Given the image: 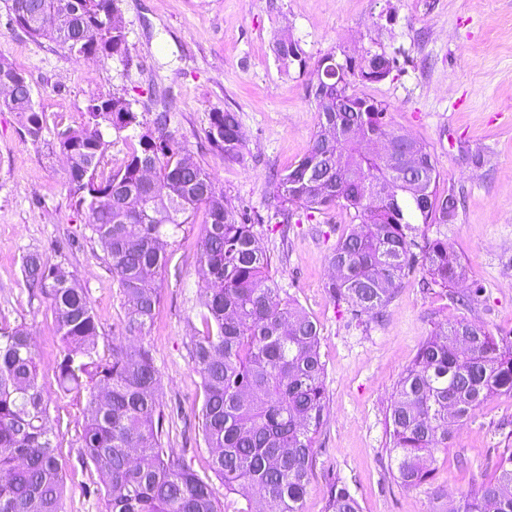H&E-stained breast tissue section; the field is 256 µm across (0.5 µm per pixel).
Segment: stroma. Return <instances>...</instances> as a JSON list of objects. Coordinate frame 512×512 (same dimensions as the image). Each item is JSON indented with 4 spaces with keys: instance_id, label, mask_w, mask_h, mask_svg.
Wrapping results in <instances>:
<instances>
[{
    "instance_id": "stroma-1",
    "label": "stroma",
    "mask_w": 512,
    "mask_h": 512,
    "mask_svg": "<svg viewBox=\"0 0 512 512\" xmlns=\"http://www.w3.org/2000/svg\"><path fill=\"white\" fill-rule=\"evenodd\" d=\"M131 65L85 59L54 43L11 30L0 4V57L23 69L45 116L31 142L16 113L0 110V323H25L37 335L40 381L60 420L57 455L66 475L63 512H101L91 488L96 472L79 459L84 399L58 393L59 353L50 302L32 295L21 258L42 252L65 266L87 292L99 324V348L126 340L124 309L106 253L77 214L66 182L57 128L79 127L91 99L125 94L137 111L156 96L175 99L172 128L193 161L207 168L232 207L263 217L260 244L280 285L320 330L327 404L314 439L303 512H327L333 482L345 483L361 512H456L468 484L490 476L512 448V396L490 399L440 452L432 481L406 489L387 451L388 414L397 382L420 343L455 319L493 335L512 332V0H117ZM298 40L308 71L280 72L273 43ZM358 56L386 51L397 67L356 90L388 106L395 129L424 142L440 174L439 192L461 197L453 223L420 226L448 242L466 267L465 288L482 291L469 305L444 288L426 289L421 273L404 277L380 314L353 316L326 284L327 256L354 221L343 208L280 230L264 202L279 174L308 151L317 127L309 94L312 70L331 51ZM240 115L244 158L228 162L205 139L212 113ZM203 215L184 225L167 248L168 271L157 277L159 304L144 342L161 377L166 447L211 474L201 433L202 390L191 357L201 327L203 283L197 262ZM450 497L436 498V490Z\"/></svg>"
}]
</instances>
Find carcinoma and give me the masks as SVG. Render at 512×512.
<instances>
[{"label": "carcinoma", "instance_id": "carcinoma-1", "mask_svg": "<svg viewBox=\"0 0 512 512\" xmlns=\"http://www.w3.org/2000/svg\"><path fill=\"white\" fill-rule=\"evenodd\" d=\"M5 2L8 24L32 38L70 54L131 62L115 0ZM274 53L283 72L292 65L306 71L298 41L280 37ZM395 67L385 52L341 60L330 52L319 60L310 86L318 112L311 147L266 203L269 218L280 224L336 206L354 212L359 224L328 255L335 275L327 288L357 317L390 303L418 263L423 279L445 288L466 273L459 258L448 259V242L418 237V225L448 224L458 208L453 193L438 192L439 172L426 144L395 130L385 103L351 92L358 81L387 79ZM0 81L11 87L0 108L18 113L30 140L39 141L45 119L24 72L0 58ZM134 104L118 94L92 99L81 127L57 132L69 195L109 258L124 331L146 335L159 303L154 283L167 268L165 246L204 210L202 329L192 360L203 392L201 431L210 469L245 502L236 512H253L256 500L275 503L278 512H301L326 406L319 328L281 297L247 210L228 205L176 138L171 103L163 97L153 112H138ZM112 134L137 145L124 166L107 171ZM205 136L224 159L243 156L237 112L212 113ZM22 275L51 301L60 340L58 392L86 393L81 459L102 479L103 512H222L210 480L164 447L161 379L149 348L114 345L110 354L101 353L87 294L42 253L23 255ZM503 394H512V336L461 319L426 337L398 380L388 417L389 454L400 484L410 489L432 479L455 423ZM58 427L30 332L22 324L0 325V512H62ZM329 507L361 512L344 484L331 486ZM462 512H512V450L498 455L491 479L471 483Z\"/></svg>", "mask_w": 512, "mask_h": 512}]
</instances>
